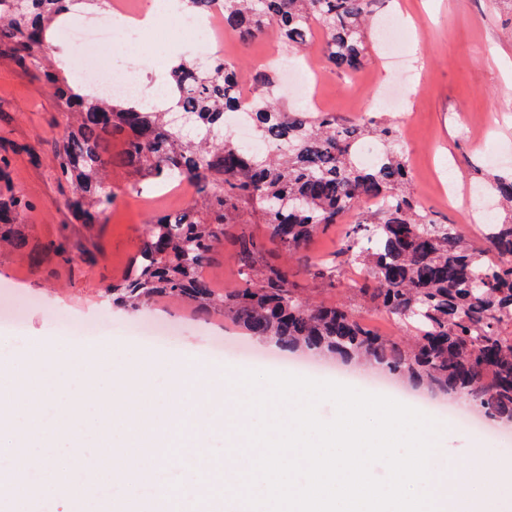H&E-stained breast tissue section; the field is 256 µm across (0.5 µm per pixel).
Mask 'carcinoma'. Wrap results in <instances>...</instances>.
I'll use <instances>...</instances> for the list:
<instances>
[{
    "instance_id": "carcinoma-1",
    "label": "carcinoma",
    "mask_w": 512,
    "mask_h": 512,
    "mask_svg": "<svg viewBox=\"0 0 512 512\" xmlns=\"http://www.w3.org/2000/svg\"><path fill=\"white\" fill-rule=\"evenodd\" d=\"M185 10L224 11V28L248 44L273 35L302 53L322 32L328 72H358L372 47L375 0H182ZM74 0H0V53L49 85L63 133L48 162L68 189L79 224H100L116 201L111 174L125 169L157 186L193 189L179 212L147 225L134 272L104 288L113 306L139 310L159 299L222 312L249 333L287 350H307L384 369L432 393L457 396L488 418L512 423V177L486 179L504 218L476 247L456 224H441L408 189L409 166L388 119L343 123L308 108L290 110L268 94L274 72L255 68L257 96L239 90L235 69L213 58L182 60L169 70L171 105L110 98L73 88L52 59L48 33ZM246 112L267 142L256 153L223 136L225 119ZM118 138L120 149L107 151ZM371 138L380 160L366 165L359 146ZM378 207L357 213L340 248L306 267L333 289L343 269L359 268L348 302L317 304L285 267L260 263L266 239L297 256L319 233L340 223L360 199ZM250 207L263 235L227 237L225 225ZM31 208L27 195L0 185V247L23 252ZM231 240L242 282L218 294L202 268ZM368 307L409 328L403 340L375 332L360 315Z\"/></svg>"
}]
</instances>
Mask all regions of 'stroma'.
Segmentation results:
<instances>
[{
    "mask_svg": "<svg viewBox=\"0 0 512 512\" xmlns=\"http://www.w3.org/2000/svg\"><path fill=\"white\" fill-rule=\"evenodd\" d=\"M374 9L403 33L416 70L400 91L399 107L388 112L410 166L408 188L426 211L481 241L470 220L469 192L482 173L512 172V11L502 0H376ZM318 54L314 48L288 57L269 35L248 44L224 38L225 61L245 76L259 65L278 72L290 61L313 63ZM168 55L167 47L155 43L133 58L119 46L104 52L112 67L135 61L137 75L155 92L167 83ZM386 56L377 48L361 71L328 75L318 87L323 111L352 122L384 111L377 92L392 78ZM61 129L53 90L1 54L0 155L10 159L6 178L34 203L23 217L31 245L64 237L72 253L67 262L48 254L34 265L16 251L0 250V359L24 361L39 346L45 359L77 357L95 369L103 342L120 337L141 348V326L159 319L175 328L174 336L152 347L159 363L191 355L227 373L256 369V357L272 353L269 342L230 318L170 300L138 312L103 302L104 288L133 270L154 215L192 191L185 186L165 196L145 181L134 193L131 175L118 172L112 177L118 198L105 222L75 223L48 163ZM301 361L292 355L274 369L341 384L363 372L354 363L315 358L305 368ZM494 428L489 437L465 428L444 442L447 462L455 467L468 465L474 449H494L496 464L480 472L472 488L476 495L512 479V426L498 422Z\"/></svg>",
    "mask_w": 512,
    "mask_h": 512,
    "instance_id": "stroma-1",
    "label": "stroma"
}]
</instances>
